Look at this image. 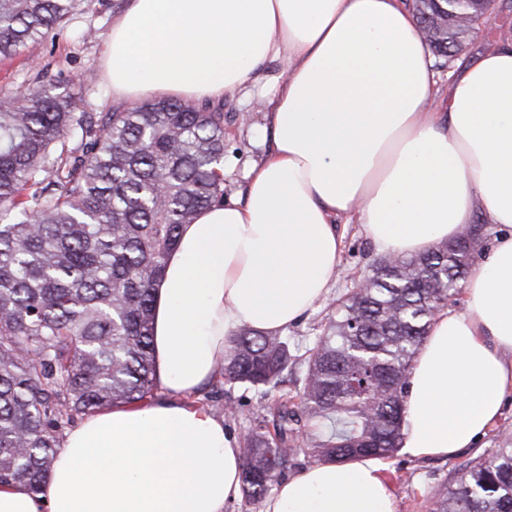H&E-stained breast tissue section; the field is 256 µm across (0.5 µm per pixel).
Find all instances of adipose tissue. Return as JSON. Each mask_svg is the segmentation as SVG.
Wrapping results in <instances>:
<instances>
[{
  "instance_id": "1",
  "label": "adipose tissue",
  "mask_w": 512,
  "mask_h": 512,
  "mask_svg": "<svg viewBox=\"0 0 512 512\" xmlns=\"http://www.w3.org/2000/svg\"><path fill=\"white\" fill-rule=\"evenodd\" d=\"M120 100L257 102L272 145L241 198L184 225L155 290L158 397L68 429L42 492L0 486V512H225L242 453L192 402L240 325L277 335L332 288L342 224L408 256L482 216L491 244L439 311L407 376L401 446L472 447L512 394V42L439 86L403 0H129L103 41ZM284 62L285 78L265 72ZM259 512H397L382 465L321 463Z\"/></svg>"
}]
</instances>
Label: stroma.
Wrapping results in <instances>:
<instances>
[{
  "label": "stroma",
  "mask_w": 512,
  "mask_h": 512,
  "mask_svg": "<svg viewBox=\"0 0 512 512\" xmlns=\"http://www.w3.org/2000/svg\"><path fill=\"white\" fill-rule=\"evenodd\" d=\"M126 2L93 0L90 7L79 10L61 28L29 44L17 58L0 62V94L48 84L53 92L81 97L85 111H111L112 92L102 77V40ZM90 27L96 31L95 39L83 40V31ZM224 110L229 114L225 194L236 197L245 183L249 164L269 149L272 139L262 131V113H255L250 122L242 121L244 107L237 97L226 98ZM342 231L340 271L335 287L329 292L330 300L354 288L380 259L360 225L346 224ZM273 401V396L235 386L215 393L208 407L216 416L224 417L228 428L240 437L255 418L265 415ZM228 404L234 408L229 416L224 413ZM508 436L512 437V396L506 398L500 418L488 433L474 447L463 449L454 458L420 460L400 451L384 460L385 475L397 496L398 512H429L431 499L457 477L462 465L501 447Z\"/></svg>",
  "instance_id": "obj_1"
}]
</instances>
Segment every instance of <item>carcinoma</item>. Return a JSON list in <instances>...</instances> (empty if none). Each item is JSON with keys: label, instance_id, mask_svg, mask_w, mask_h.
Wrapping results in <instances>:
<instances>
[{"label": "carcinoma", "instance_id": "carcinoma-1", "mask_svg": "<svg viewBox=\"0 0 512 512\" xmlns=\"http://www.w3.org/2000/svg\"><path fill=\"white\" fill-rule=\"evenodd\" d=\"M84 2L0 0V58ZM412 10L422 31L441 20L429 45L443 58L486 25L472 0H416ZM80 102L43 89L0 95V485L34 493L76 418L155 396V285L181 227L224 200V105L162 99L94 114ZM481 243L467 224L452 241L382 260L366 287L336 299L300 356L286 336L238 328L218 384L268 394L304 364L298 402H279L244 438L248 503L301 452L394 456L407 372ZM431 512H512V443L466 464Z\"/></svg>", "mask_w": 512, "mask_h": 512}]
</instances>
